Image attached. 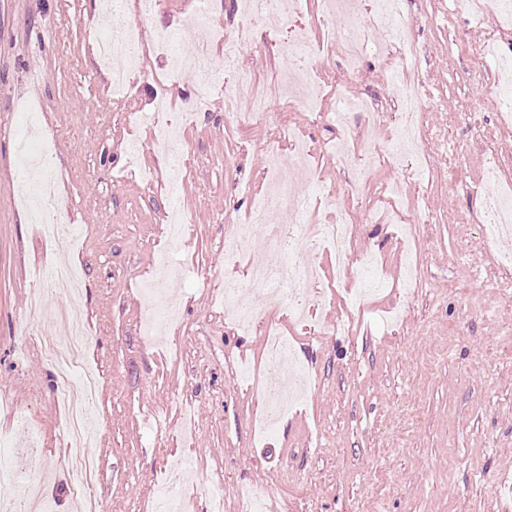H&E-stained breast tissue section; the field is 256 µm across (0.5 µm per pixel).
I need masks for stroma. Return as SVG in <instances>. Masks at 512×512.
<instances>
[{
    "mask_svg": "<svg viewBox=\"0 0 512 512\" xmlns=\"http://www.w3.org/2000/svg\"><path fill=\"white\" fill-rule=\"evenodd\" d=\"M94 0H0V467L13 447L30 446L36 488L49 512H80L79 482L64 463V413L54 398V366L41 343L66 307L89 326L88 363L103 386L94 407L99 462L92 492L107 512H155L170 487L182 512H211L209 489L221 485L224 512H240V491L260 492L270 512H512L498 499L512 481V268L505 244L484 232L486 197H512V94L500 87L499 61L512 59V29L497 54L479 58L477 36L494 26L466 0H397L411 23L416 54L409 65L430 92L420 122L424 171L387 160L402 114L395 100V56L367 50L351 75L339 47L312 60L329 94L320 113L287 109L277 87L288 70L278 40L306 25L318 37L321 0H301L297 15L273 16L240 48L234 69L212 48L216 87L199 99L194 78L172 69L174 53L191 54L180 34L200 11L221 26L239 21V0H158L148 16L139 0L124 15L144 48L128 97L113 96L110 74L92 49ZM175 35L172 46L155 35ZM270 97L272 122L245 123L225 94L239 79ZM374 100L372 119L342 128L330 121L335 88ZM37 112L39 142L51 153L60 212L83 238L70 263L82 287L42 286L38 322L23 315L30 272L52 243L37 231L20 197L26 189L15 118ZM178 133L156 141L154 112ZM297 129L315 147L310 171L281 174L308 202L304 219L319 224L345 201L351 250L374 251L380 279L355 315L352 331L332 325L346 310L348 285L328 253L298 244L319 271L312 317L295 320L279 293L257 291V317L240 331L224 314L225 276L245 278L265 229L239 240L236 266L224 265V237L265 193L272 130ZM348 139L352 161L368 166L362 192L381 206L385 187L404 184L407 205L372 221L351 194L350 163L329 143ZM192 234L172 256L184 277L171 289L178 323L149 340L140 281L167 247L171 211ZM293 338L310 387L304 401L268 432H257L263 392L279 376L264 354L268 323Z\"/></svg>",
    "mask_w": 512,
    "mask_h": 512,
    "instance_id": "stroma-1",
    "label": "stroma"
}]
</instances>
